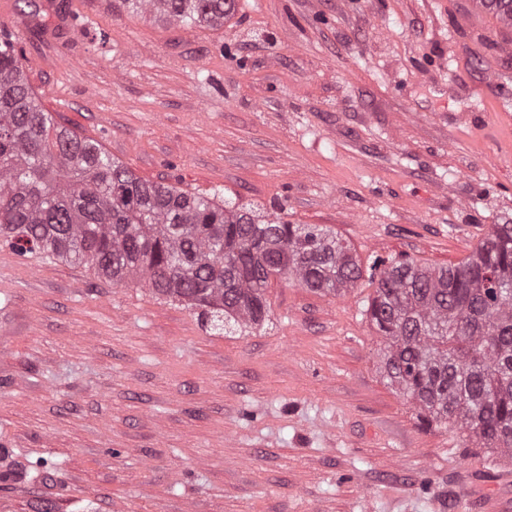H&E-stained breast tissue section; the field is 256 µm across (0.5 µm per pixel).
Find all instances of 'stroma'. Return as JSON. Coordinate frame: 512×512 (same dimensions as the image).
I'll use <instances>...</instances> for the list:
<instances>
[{"label": "stroma", "mask_w": 512, "mask_h": 512, "mask_svg": "<svg viewBox=\"0 0 512 512\" xmlns=\"http://www.w3.org/2000/svg\"><path fill=\"white\" fill-rule=\"evenodd\" d=\"M40 107L137 177L280 205L430 267L512 224V23L476 0H238L186 28L120 0H5ZM347 294L272 280L261 324L0 246L12 512H512V458L424 426ZM45 458L47 466L30 463Z\"/></svg>", "instance_id": "stroma-1"}]
</instances>
